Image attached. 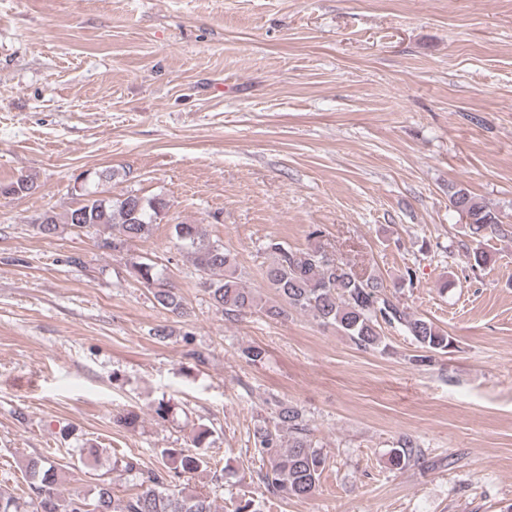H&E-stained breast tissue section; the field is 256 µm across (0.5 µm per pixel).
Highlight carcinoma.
I'll return each mask as SVG.
<instances>
[{"instance_id":"cac0c4a2","label":"carcinoma","mask_w":512,"mask_h":512,"mask_svg":"<svg viewBox=\"0 0 512 512\" xmlns=\"http://www.w3.org/2000/svg\"><path fill=\"white\" fill-rule=\"evenodd\" d=\"M37 188L35 179L21 175L0 183V195H26ZM85 199L62 217L46 214L38 230L51 236L59 224L73 228H93L101 249L118 251L126 244L149 237L153 227L168 213L162 198L144 197L132 192L117 197H103L96 190H85ZM450 207L466 218V234L477 247L468 254L471 268L482 269L492 262L481 248L484 241L500 232L498 215L477 202L462 187L449 192ZM176 238L190 248L197 270L209 277V291L214 303L229 318L256 312L271 320L288 317L289 310L308 312L323 324L336 326L364 350L386 349L383 326L399 327L412 336L422 354L414 361L426 362L432 353H448L453 337L432 320L407 311L394 294L374 275L360 276L348 263L329 257L321 245L293 249L276 239L266 242L271 263L265 271L268 287L277 300L270 301L244 285L235 256L207 239L199 224L174 225ZM138 281L146 287L162 282L154 263L146 258L132 264ZM154 297L159 306L171 312L183 308L180 296L171 288H160ZM272 423L257 430L256 451L267 459L262 475L266 489L284 497L307 498L319 484L326 457L309 439L302 411L290 402L279 401ZM422 450L406 437L389 451L388 461L395 469L419 462ZM164 468L140 470L132 461L124 470L137 472L138 491L119 497L112 481L102 480L92 497L74 492L64 498L57 485L62 479L56 466L46 459H30L28 500L0 489V512H216L209 492L185 481L188 476L207 470L209 461L201 453L183 448L161 450Z\"/></svg>"}]
</instances>
